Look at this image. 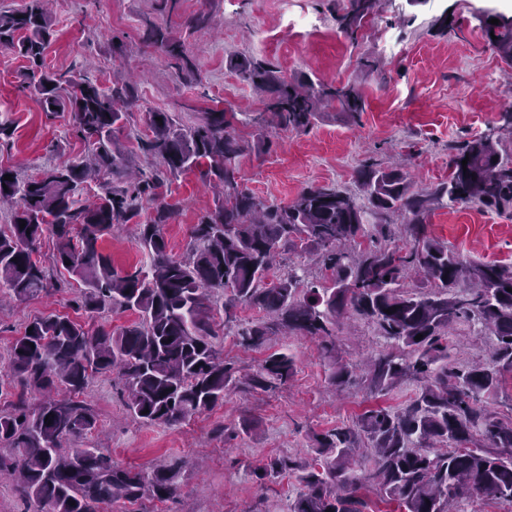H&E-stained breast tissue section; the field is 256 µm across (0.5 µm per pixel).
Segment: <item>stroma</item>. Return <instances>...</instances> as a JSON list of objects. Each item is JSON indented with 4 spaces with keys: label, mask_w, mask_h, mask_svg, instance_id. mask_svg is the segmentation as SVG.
I'll return each instance as SVG.
<instances>
[{
    "label": "stroma",
    "mask_w": 512,
    "mask_h": 512,
    "mask_svg": "<svg viewBox=\"0 0 512 512\" xmlns=\"http://www.w3.org/2000/svg\"><path fill=\"white\" fill-rule=\"evenodd\" d=\"M153 0H50L57 37L46 51V65L60 73L88 76L109 88L115 75L139 83L140 102L128 114L116 145L127 167L149 170L150 156L138 147L149 129L148 114L168 112L174 118L217 108L234 114V126L245 151L239 159L243 188L277 204L289 203L307 186H334L357 191L355 170L367 157L382 166L403 165L415 189L430 190L446 181L454 145L485 132L500 113L512 111V65L491 48L477 16L489 11L512 16V0H381L371 23L396 45L386 56L373 36L349 39L341 34L330 0H180V15L205 10L209 29L191 32L171 19L175 36L200 63L201 82L181 83L164 58L140 38L144 20L153 16ZM449 14L447 34H438L435 20ZM305 23V32L287 28L289 20ZM270 40H262V33ZM378 59L377 72L361 64L365 54ZM235 54L265 59L289 79L309 75L333 85L352 84L366 97L360 123L341 115L319 113L305 133H269L270 145L257 146V117L264 104L250 85L229 69ZM23 58L0 49V123L14 129L0 145V165L37 177L50 163L77 160L86 148L71 131L69 114L50 118L36 98L20 91ZM160 199L179 208L165 225L169 253L185 256L190 232L201 214L214 206L213 194L197 173L168 177L158 188ZM427 232L454 247L463 257L512 266V214H498L474 205L435 209ZM101 248L116 269L148 264L139 243V229L124 224L105 236ZM74 288L25 301L0 302V355L36 317L72 315L93 328L133 321L130 312L91 316L74 312ZM457 362L490 363L492 339L460 328L449 338ZM225 356L242 369L257 365L268 350L293 354L296 372L287 386L273 393H230L210 412L168 427L150 426L127 413L114 375L97 377L85 399L98 417L87 444L105 449L123 468H149L173 456L199 457L202 467L187 470L174 499L131 504L104 503L100 512H287L295 481L257 478L267 457L287 454L305 460L314 454V437L338 425L354 424L369 407H397L415 394L408 384L376 398L361 382L343 389L327 381L328 365L318 342L306 336L281 337L269 348L246 350L232 334L221 333ZM336 348L345 361H358L383 350L373 326L349 317L336 331ZM258 425L250 435L236 433L242 415Z\"/></svg>",
    "instance_id": "35a3bbf8"
}]
</instances>
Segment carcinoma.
I'll return each mask as SVG.
<instances>
[{"label": "carcinoma", "mask_w": 512, "mask_h": 512, "mask_svg": "<svg viewBox=\"0 0 512 512\" xmlns=\"http://www.w3.org/2000/svg\"><path fill=\"white\" fill-rule=\"evenodd\" d=\"M44 2L0 9V46L28 62L21 90L48 114L69 113L73 135L89 156L29 179L0 166V206L10 205L8 222L0 225V288L19 301L47 295L65 286L52 283L51 271L62 268L81 288L77 309L89 315L131 311L137 319L89 330L68 316L48 314L14 338L0 371V398L18 387L22 393L0 407V446L9 451L0 456V472L15 476L20 495L39 504L40 512H98L106 502L174 498L184 459L136 471L114 465L100 448L77 445L97 427L93 408L78 399L91 381L116 374L129 415L164 426L211 411L233 391L287 385L295 374L291 354L275 351L247 374L224 358L216 322L221 311L224 327L244 349L280 336L321 339L329 383L345 386L357 377L356 367L336 358L335 336L350 311L371 323L386 345L368 360V391L384 395L408 383L418 390L402 407H376L352 426L317 435L308 463L288 455L267 459L261 476L287 475L298 483L289 512H373L371 500L360 494L366 487L376 490L378 501L397 503L400 512H461L475 493L512 502V419L500 420L485 406L512 372V266L465 259L426 232L436 208L465 203L512 211V153L502 148L503 132L512 134V113L502 116L501 126L456 147L448 180L428 192L413 190L402 170L369 158L356 170L361 196L311 186L277 205L241 189L243 146L224 112H199L182 125L154 111L144 149L158 163L114 187L112 177L124 179L125 165L112 143L137 106V88L116 77L102 89L82 75L48 69L55 24ZM379 3L346 0L336 12L337 28L356 36ZM490 19H480L484 34L511 65L512 17L496 16L497 25ZM142 40L174 61L179 78L199 81L196 60L169 28L148 22ZM228 65L263 94L264 128L305 132L327 109L352 121L366 109L364 93L353 85L289 80L270 62L246 54L230 57ZM185 172L221 185L222 195L193 225L187 254L175 258L164 227L178 212L158 199L156 189L167 176ZM94 178L102 179L94 201L76 199ZM146 203L153 213L145 218ZM395 215L404 219L405 248L387 244ZM121 224L139 226L148 269L119 272L102 251L100 241ZM46 233L55 238L50 267L37 257ZM364 238L379 243L363 249ZM288 249L319 252L326 283L304 286L296 267L271 276L276 255ZM414 275L422 281L406 286ZM243 307L261 310L263 319L239 323ZM392 307L396 311L386 313ZM459 325L494 337L491 364L458 368L448 362L447 336ZM419 334L423 338L415 339ZM52 390L62 396L34 404L25 397Z\"/></svg>", "instance_id": "carcinoma-1"}]
</instances>
